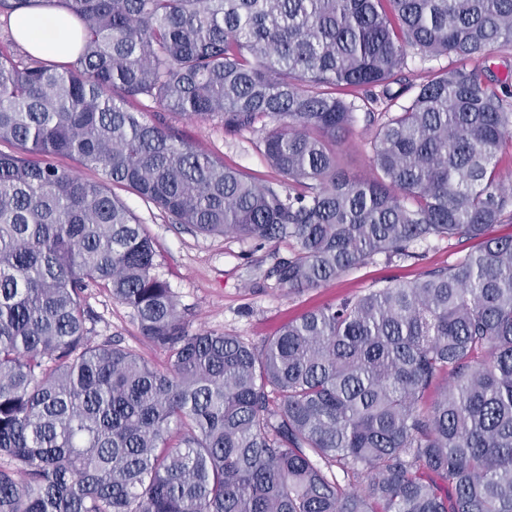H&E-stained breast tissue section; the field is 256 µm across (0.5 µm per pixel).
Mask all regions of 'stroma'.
Returning <instances> with one entry per match:
<instances>
[{
	"mask_svg": "<svg viewBox=\"0 0 512 512\" xmlns=\"http://www.w3.org/2000/svg\"><path fill=\"white\" fill-rule=\"evenodd\" d=\"M143 108L149 120H163L176 135L259 180L275 179L258 147L259 132L225 134L219 121L195 122L151 102ZM365 112L336 144L345 173L359 178L372 174V148L365 137ZM120 197L133 210L156 250V275L174 292L178 310L190 330L200 329L240 337L262 346L289 322L304 313L340 303L393 282H409L424 273L453 265L474 250L477 240H435L413 246L405 258L377 255L365 264L317 288L291 293L277 288L268 275L277 258L289 256L288 243L256 245L224 236H208L171 223L153 204L135 194ZM86 327L96 341L113 340L141 354L157 368H165L162 351L140 334L132 311L105 289L92 285L84 293Z\"/></svg>",
	"mask_w": 512,
	"mask_h": 512,
	"instance_id": "1",
	"label": "stroma"
}]
</instances>
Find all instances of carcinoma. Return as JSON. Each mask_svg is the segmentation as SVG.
Wrapping results in <instances>:
<instances>
[{
    "instance_id": "cac0c4a2",
    "label": "carcinoma",
    "mask_w": 512,
    "mask_h": 512,
    "mask_svg": "<svg viewBox=\"0 0 512 512\" xmlns=\"http://www.w3.org/2000/svg\"><path fill=\"white\" fill-rule=\"evenodd\" d=\"M76 21L68 62L0 49V512H512V0H0ZM454 57L374 132L367 179L336 141L358 91L410 54ZM149 100L260 128L279 176L147 122ZM66 155L100 171L59 168ZM122 186L174 224L259 245L317 288L372 256L477 239L448 268L309 311L258 349L192 332ZM94 282L166 356L88 336ZM340 469L339 481L334 469ZM489 66L492 72L497 75L499 78H505V76L510 72L512 75V51L511 50H503L494 53L487 61H480L477 63L469 64L470 68L474 66Z\"/></svg>"
}]
</instances>
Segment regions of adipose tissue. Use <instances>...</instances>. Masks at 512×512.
<instances>
[{"label":"adipose tissue","mask_w":512,"mask_h":512,"mask_svg":"<svg viewBox=\"0 0 512 512\" xmlns=\"http://www.w3.org/2000/svg\"><path fill=\"white\" fill-rule=\"evenodd\" d=\"M69 21L65 10L41 8L15 14L12 27L34 56L65 62L72 53Z\"/></svg>","instance_id":"ef3b65f1"}]
</instances>
